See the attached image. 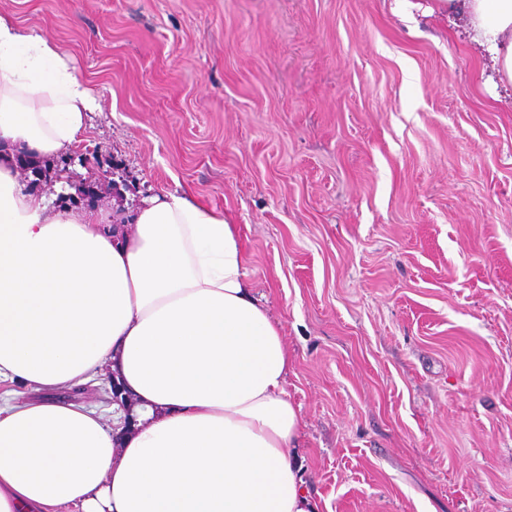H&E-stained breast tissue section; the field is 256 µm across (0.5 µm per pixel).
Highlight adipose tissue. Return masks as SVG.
Segmentation results:
<instances>
[{
  "mask_svg": "<svg viewBox=\"0 0 512 512\" xmlns=\"http://www.w3.org/2000/svg\"><path fill=\"white\" fill-rule=\"evenodd\" d=\"M512 85V0H437ZM77 58L0 16V140L57 156L98 109ZM0 153V512H319L281 329L235 225L141 198L133 230L48 208ZM114 376L138 421L59 399Z\"/></svg>",
  "mask_w": 512,
  "mask_h": 512,
  "instance_id": "ef3b65f1",
  "label": "adipose tissue"
}]
</instances>
